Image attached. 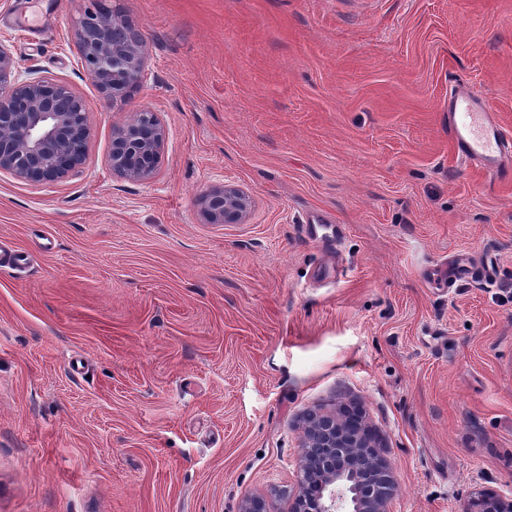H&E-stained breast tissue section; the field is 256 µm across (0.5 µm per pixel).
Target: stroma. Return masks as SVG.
<instances>
[{"instance_id":"stroma-1","label":"stroma","mask_w":512,"mask_h":512,"mask_svg":"<svg viewBox=\"0 0 512 512\" xmlns=\"http://www.w3.org/2000/svg\"><path fill=\"white\" fill-rule=\"evenodd\" d=\"M86 5L0 0L19 73L92 128L66 180L0 172V512H288L305 414L341 408L391 512L512 495V181L457 161L447 112L467 81L512 136V0H107L146 45L114 104ZM143 110L157 171L113 176ZM227 184L252 209L209 223ZM165 140L166 130L156 112H138L133 120L113 126L109 153L112 174L130 180L152 178Z\"/></svg>"}]
</instances>
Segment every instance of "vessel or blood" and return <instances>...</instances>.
<instances>
[{
	"instance_id": "vessel-or-blood-1",
	"label": "vessel or blood",
	"mask_w": 512,
	"mask_h": 512,
	"mask_svg": "<svg viewBox=\"0 0 512 512\" xmlns=\"http://www.w3.org/2000/svg\"><path fill=\"white\" fill-rule=\"evenodd\" d=\"M448 138L458 157L492 179H512V141L474 89L461 86L449 93Z\"/></svg>"
}]
</instances>
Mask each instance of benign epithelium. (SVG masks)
I'll list each match as a JSON object with an SVG mask.
<instances>
[{"instance_id": "7a95c632", "label": "benign epithelium", "mask_w": 512, "mask_h": 512, "mask_svg": "<svg viewBox=\"0 0 512 512\" xmlns=\"http://www.w3.org/2000/svg\"><path fill=\"white\" fill-rule=\"evenodd\" d=\"M79 57L109 101L124 97L145 76V42L122 12L84 11L75 30ZM92 136L87 102L60 80L23 79L0 43V171L19 179L56 182L82 168ZM166 130L157 113L143 111L112 128V174L148 180L156 173ZM213 224L242 222L251 198L226 185L205 195ZM301 466L291 512H389L396 492L390 466L353 415L311 413L300 442ZM463 512H512V498L485 492Z\"/></svg>"}]
</instances>
